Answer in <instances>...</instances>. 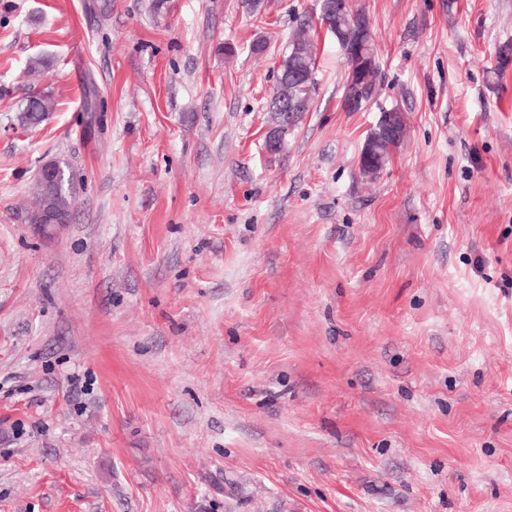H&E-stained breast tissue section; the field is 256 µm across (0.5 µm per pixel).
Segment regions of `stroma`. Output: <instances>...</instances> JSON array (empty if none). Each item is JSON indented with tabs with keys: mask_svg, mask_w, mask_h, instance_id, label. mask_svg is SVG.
<instances>
[{
	"mask_svg": "<svg viewBox=\"0 0 512 512\" xmlns=\"http://www.w3.org/2000/svg\"><path fill=\"white\" fill-rule=\"evenodd\" d=\"M352 7L376 99L320 34L270 155L317 0H0V512H512V0ZM315 41L314 26L304 21L299 24L293 39L282 53L283 59L273 91V95L277 97H272L271 105H276L281 112L287 113L288 123L294 121L291 124H283L279 111L269 106L267 125L272 132L279 135V139L274 133L267 136L265 144L268 151L276 150V154L283 152L288 142V131L293 129L304 112L310 109L316 89ZM280 97L296 103V113L294 105ZM51 109V102L48 98L32 97L19 115L20 123L28 127L37 126L45 119ZM377 127L378 122L376 127L366 137L361 151L363 152L367 147L370 148L378 161L371 169H366L363 171L365 176L372 177L379 173L388 162L393 147L398 144H393L389 139V136H386L382 131H379ZM373 159V156L369 152L365 151L361 153L359 160L360 170L372 163ZM34 191L37 206L28 216L29 223L36 224L35 218L39 216L46 207H54L60 210L66 215V223L69 222L72 214L70 209L72 207L73 197V187L69 176H67L66 179L60 178L57 181H53L41 180L39 175L34 184Z\"/></svg>",
	"mask_w": 512,
	"mask_h": 512,
	"instance_id": "35a3bbf8",
	"label": "stroma"
}]
</instances>
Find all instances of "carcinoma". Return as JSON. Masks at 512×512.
Segmentation results:
<instances>
[{
    "mask_svg": "<svg viewBox=\"0 0 512 512\" xmlns=\"http://www.w3.org/2000/svg\"><path fill=\"white\" fill-rule=\"evenodd\" d=\"M320 23L327 28V34L336 40V43L345 53H355L361 44V38L371 37V31L365 30L366 14L360 10L346 8V11L334 17H320ZM283 59L278 69L276 86L273 94L283 97L297 104L295 119L290 124L281 122L279 111L268 109L267 125L269 129L279 135L280 149L283 152L287 146L288 131L293 129L300 121L302 115L309 111L316 89L317 56L315 52L314 26L304 21L282 53ZM360 80L344 85V98H353L364 104L375 97L378 85L379 68L371 67L365 63L359 66ZM52 109L51 102L46 97H33L28 100L22 113L19 115L20 123L33 127L39 125ZM364 147L371 149L377 163L370 169L363 171L366 176L379 173L389 160L394 144L383 132L373 129L364 142ZM34 191L37 199L36 209L28 216L29 223H35V218L43 209L53 207L71 217L73 187L71 179L60 178L56 181L36 179Z\"/></svg>",
    "mask_w": 512,
    "mask_h": 512,
    "instance_id": "carcinoma-1",
    "label": "carcinoma"
}]
</instances>
